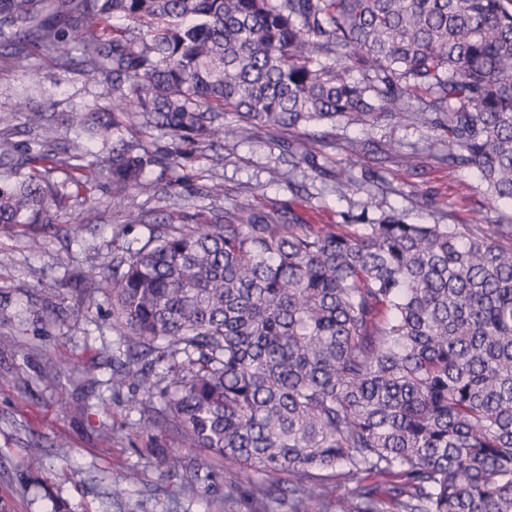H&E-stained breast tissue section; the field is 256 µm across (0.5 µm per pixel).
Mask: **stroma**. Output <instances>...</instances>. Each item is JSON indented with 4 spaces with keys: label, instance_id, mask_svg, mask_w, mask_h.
<instances>
[{
    "label": "stroma",
    "instance_id": "obj_1",
    "mask_svg": "<svg viewBox=\"0 0 512 512\" xmlns=\"http://www.w3.org/2000/svg\"><path fill=\"white\" fill-rule=\"evenodd\" d=\"M101 90L52 61L20 71L0 55V130L23 146L49 137L75 147L70 114ZM32 107L44 110V128L29 126ZM297 140L315 165L292 164L267 136L241 134L221 151L201 146L183 166L152 173L155 189L132 193L131 209L112 206L103 180L95 203L52 211L46 226L0 231V304L14 315L5 331L15 339L0 347V512H213L224 499L222 461L158 435L130 409L128 391L113 393L118 334L110 308L100 295L78 301L65 285L83 267L111 264L113 228L140 245L156 221L202 209L220 215L238 205L275 208L303 224H374L396 212L411 224H452L462 232L512 225V202L494 201L475 169L442 161L448 138L429 120L340 123L328 144L302 134ZM352 140L367 150L350 154ZM399 152L416 153V167L397 163ZM345 167L353 180L340 187L331 173ZM216 183L223 193L208 195ZM33 235L40 248H31ZM41 297L61 314L42 313ZM75 401L82 410H72ZM33 446L44 453L38 470L26 466ZM172 456L182 469L168 471Z\"/></svg>",
    "mask_w": 512,
    "mask_h": 512
}]
</instances>
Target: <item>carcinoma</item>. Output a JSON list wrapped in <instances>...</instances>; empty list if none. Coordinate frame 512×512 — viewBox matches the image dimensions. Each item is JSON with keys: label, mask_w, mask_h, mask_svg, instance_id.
Instances as JSON below:
<instances>
[{"label": "carcinoma", "mask_w": 512, "mask_h": 512, "mask_svg": "<svg viewBox=\"0 0 512 512\" xmlns=\"http://www.w3.org/2000/svg\"><path fill=\"white\" fill-rule=\"evenodd\" d=\"M0 48L20 68L45 58L112 79L72 115L99 153L0 136L1 229L93 199L105 171L126 209L150 168L242 125L373 126L415 103L447 130L444 159L512 200V0H0ZM323 56L334 66L315 68ZM504 238L512 225L464 235L398 213L323 225L200 210L114 246L112 268L80 270L73 291L111 306L112 390L130 389L153 431L224 461L228 489L253 471L254 512L285 498L329 512L328 476L348 488L336 512H512Z\"/></svg>", "instance_id": "1"}]
</instances>
